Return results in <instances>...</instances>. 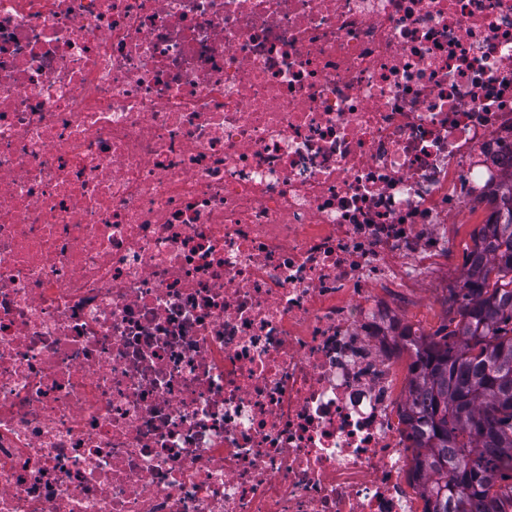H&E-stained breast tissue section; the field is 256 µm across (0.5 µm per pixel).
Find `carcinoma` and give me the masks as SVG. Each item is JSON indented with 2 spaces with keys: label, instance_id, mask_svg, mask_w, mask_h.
Returning <instances> with one entry per match:
<instances>
[{
  "label": "carcinoma",
  "instance_id": "obj_1",
  "mask_svg": "<svg viewBox=\"0 0 512 512\" xmlns=\"http://www.w3.org/2000/svg\"><path fill=\"white\" fill-rule=\"evenodd\" d=\"M495 200L449 291L453 341L414 340L405 408L424 512L512 507V175Z\"/></svg>",
  "mask_w": 512,
  "mask_h": 512
}]
</instances>
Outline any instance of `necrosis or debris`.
Listing matches in <instances>:
<instances>
[{
    "mask_svg": "<svg viewBox=\"0 0 512 512\" xmlns=\"http://www.w3.org/2000/svg\"><path fill=\"white\" fill-rule=\"evenodd\" d=\"M510 141L512 0H0V512H419L394 290Z\"/></svg>",
    "mask_w": 512,
    "mask_h": 512,
    "instance_id": "obj_1",
    "label": "necrosis or debris"
}]
</instances>
